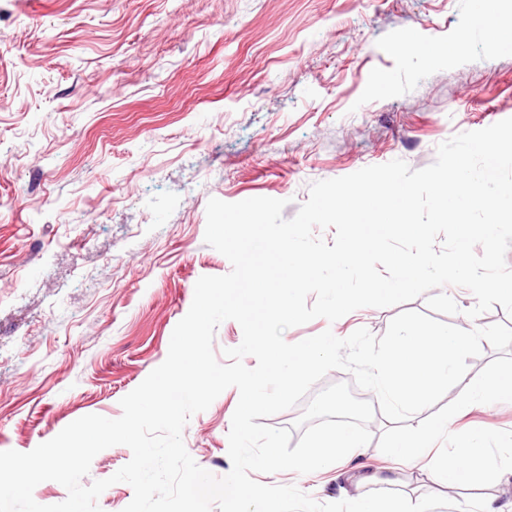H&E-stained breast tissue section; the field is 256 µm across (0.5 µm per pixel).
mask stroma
<instances>
[{"label": "stroma", "mask_w": 512, "mask_h": 512, "mask_svg": "<svg viewBox=\"0 0 512 512\" xmlns=\"http://www.w3.org/2000/svg\"><path fill=\"white\" fill-rule=\"evenodd\" d=\"M475 24L473 0H0V451H32L120 400L167 357L197 280L231 271L204 241L206 205L286 200L313 182L405 161L512 118V41ZM462 329L503 323L448 286ZM398 307L285 330L382 336ZM228 388L183 430L196 463L231 469ZM331 467L254 473L321 503L398 489L444 494L430 457L393 463L377 440ZM512 431V403L448 423Z\"/></svg>", "instance_id": "1"}]
</instances>
